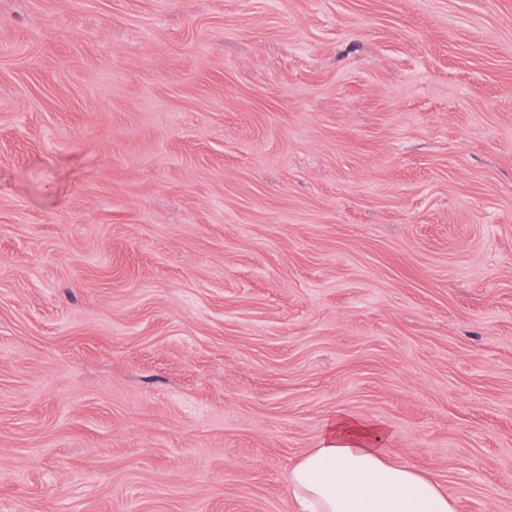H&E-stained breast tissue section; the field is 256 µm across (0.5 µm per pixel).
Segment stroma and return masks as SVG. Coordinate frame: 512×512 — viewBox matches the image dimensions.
Segmentation results:
<instances>
[{"label": "stroma", "instance_id": "1", "mask_svg": "<svg viewBox=\"0 0 512 512\" xmlns=\"http://www.w3.org/2000/svg\"><path fill=\"white\" fill-rule=\"evenodd\" d=\"M340 412L512 512V0H0V512H295Z\"/></svg>", "mask_w": 512, "mask_h": 512}]
</instances>
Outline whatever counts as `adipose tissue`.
Masks as SVG:
<instances>
[{
	"instance_id": "adipose-tissue-1",
	"label": "adipose tissue",
	"mask_w": 512,
	"mask_h": 512,
	"mask_svg": "<svg viewBox=\"0 0 512 512\" xmlns=\"http://www.w3.org/2000/svg\"><path fill=\"white\" fill-rule=\"evenodd\" d=\"M387 429L336 414L321 447L291 469L297 512H456L446 490L412 467L387 460Z\"/></svg>"
}]
</instances>
